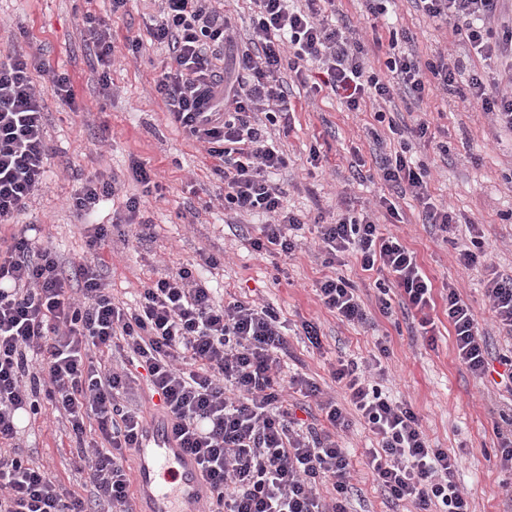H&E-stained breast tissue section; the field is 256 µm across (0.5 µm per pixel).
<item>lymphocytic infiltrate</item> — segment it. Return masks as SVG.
I'll list each match as a JSON object with an SVG mask.
<instances>
[{
    "label": "lymphocytic infiltrate",
    "mask_w": 512,
    "mask_h": 512,
    "mask_svg": "<svg viewBox=\"0 0 512 512\" xmlns=\"http://www.w3.org/2000/svg\"><path fill=\"white\" fill-rule=\"evenodd\" d=\"M128 2L111 0L107 18L85 16L105 83L114 54L110 18L125 12ZM334 2L306 0L298 9L288 0H251L250 33L240 51L230 18L214 0H160L149 29L151 41L169 51L154 90L171 122L212 159L211 172L224 183L225 209L266 216L249 238L262 257L293 255L304 226L284 209L283 190L272 179L288 165L266 131L289 110L282 69L301 77L316 66L321 84L352 112L370 101H390L397 90L421 105L430 83L447 90L462 75L460 61L445 53L424 64L400 50L390 53L385 74H377L353 30L323 17V5ZM416 2L429 20L451 26L469 52L502 61L498 89L472 74L466 101L512 133V18L502 20L495 40L485 26L499 18L503 0ZM227 58L232 66H224ZM39 73L52 74L62 105L78 109L67 74L52 73L34 55H0V224L17 223L46 184L50 147ZM378 169L386 185L422 205L424 223L450 228L448 205L431 202L424 172L405 152L381 156ZM117 192L116 183L90 178L69 200L93 251L109 245L112 230L92 218ZM315 226L325 269L317 295L324 309L342 323H367L356 289L337 271L351 257L362 270L391 279L422 336L435 342L433 283L400 237L370 211H348ZM444 299L457 359L485 379L496 358L473 309L455 285H446ZM376 348L367 361L337 359L331 376L344 390L339 401L306 375L282 377L279 356L288 350V337L272 306L218 297L190 264L144 282L136 305L127 307L91 262L62 268L50 250L19 231L0 251V512H87L83 499L14 450L19 412L35 417L46 404L65 417L71 463L85 473L95 500L110 512H135L124 462L147 423L128 402L136 368L145 370L164 417L201 465L214 512H348L352 461L344 438L357 421L377 439L362 463L390 501L410 504L413 512H473L457 480L460 456L432 447L412 405L382 389V360L390 348L383 338ZM112 349L126 368L107 366L103 355ZM291 391L315 403L322 426L297 418ZM91 418L97 444L85 440Z\"/></svg>",
    "instance_id": "f902f5d3"
}]
</instances>
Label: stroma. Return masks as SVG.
Wrapping results in <instances>:
<instances>
[{
  "instance_id": "stroma-1",
  "label": "stroma",
  "mask_w": 512,
  "mask_h": 512,
  "mask_svg": "<svg viewBox=\"0 0 512 512\" xmlns=\"http://www.w3.org/2000/svg\"><path fill=\"white\" fill-rule=\"evenodd\" d=\"M336 19L359 28L368 58L380 70L391 43H398L419 60L432 59L448 49L463 66L487 74L483 60L466 55L450 29L440 27L419 11L414 0H392L385 15L372 16L365 0H335ZM110 0H0V53L31 49L66 73L74 87L79 113L69 112L54 93L51 75L37 76L46 112L51 147L47 186L30 202L19 224L38 227L39 242L50 248L62 266L92 258L86 235L67 199L88 178L116 179L122 190L101 210L98 220L108 224L123 211L128 195L142 188L130 177L132 160L145 162L161 193L146 196L142 210L154 224L151 238L136 241L113 236L99 265L103 281L115 297L131 303L143 282L158 273L173 272L198 260L200 254L221 258L217 268H204L213 287L226 295L260 298L272 303L286 327L304 319L320 322L323 350L316 353L300 337L288 338L282 356L284 374L302 372L327 383L337 356L369 357L374 342L387 337L383 389L409 402L421 415L433 447L461 455L458 480L472 498L473 512H512V494L502 487L503 473L485 454L498 445L492 410L512 404L502 387L472 377L456 358L452 327L445 323V301H438L441 319L435 343L416 332L411 317L399 306L397 291H389L391 316L377 307L375 276L349 262L343 273L355 286L368 311L365 325L341 323L316 296L324 272L315 243L294 256L263 258L252 252L245 235L262 223L256 214L234 215L216 205L224 186L211 174V162L200 144L187 140L171 124L153 91L155 78L167 61L164 46L148 41L147 29L158 12L156 0H129L126 13L112 20L117 58L110 69V85L99 82L101 68L84 39V16L105 14ZM145 41L140 57L125 53L127 37ZM293 111L289 127H269L268 133L288 158V166L274 179L284 190L283 205L306 222L331 217L347 208L376 209L380 224L412 249L430 277L434 290L453 283L473 307L485 327L494 355L512 352V336L499 330L484 296L490 270L512 274V134L495 127L490 116L468 110L459 92L433 88L422 105L434 142L400 137L398 128L411 123L403 95L386 104L385 122H376L375 106L348 111L329 90L317 91L283 71ZM447 153H439V145ZM407 149L415 166L426 174L433 201L447 202L455 218L448 233L423 223L421 207L412 198L397 199L398 217L380 208L390 189L380 180L376 155ZM319 150L320 165L307 161ZM197 212L184 224L180 212ZM478 224L490 249V267L457 265L451 238L464 235L467 223ZM15 443L50 477L76 496L90 501L92 512H107L92 503L84 478L69 464L68 428L57 412L21 419ZM351 512H408L407 504L389 502L361 464L352 470Z\"/></svg>"
}]
</instances>
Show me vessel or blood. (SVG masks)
Returning <instances> with one entry per match:
<instances>
[{
  "instance_id": "1",
  "label": "vessel or blood",
  "mask_w": 512,
  "mask_h": 512,
  "mask_svg": "<svg viewBox=\"0 0 512 512\" xmlns=\"http://www.w3.org/2000/svg\"><path fill=\"white\" fill-rule=\"evenodd\" d=\"M175 470L177 484L167 489L162 478ZM137 512H202L209 487L195 456L181 448L168 419L154 418L142 429L137 450Z\"/></svg>"
}]
</instances>
